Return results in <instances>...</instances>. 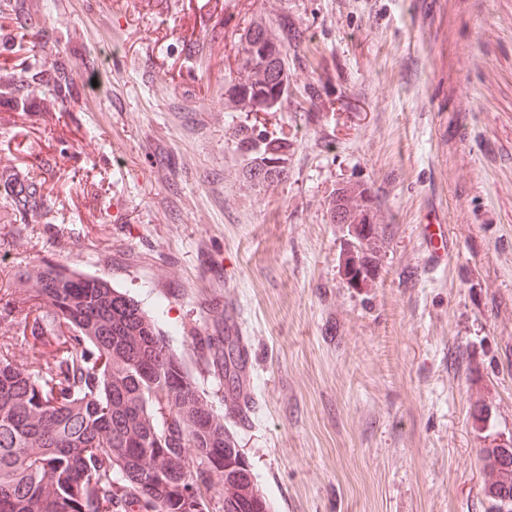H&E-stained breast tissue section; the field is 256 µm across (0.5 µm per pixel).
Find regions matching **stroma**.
Wrapping results in <instances>:
<instances>
[{
    "label": "stroma",
    "instance_id": "stroma-1",
    "mask_svg": "<svg viewBox=\"0 0 512 512\" xmlns=\"http://www.w3.org/2000/svg\"><path fill=\"white\" fill-rule=\"evenodd\" d=\"M287 20L290 92L234 112L243 30ZM0 53L30 84L63 58L70 112L0 111V168L44 177L43 214L0 196V343L14 270L105 277L151 315L217 413L206 338L241 336L252 424L228 426L271 512H485L480 448L512 438V0H23ZM288 143L256 183L226 134ZM394 233L369 286L339 265L337 188ZM446 228L433 267L421 218ZM484 410L486 422L475 421Z\"/></svg>",
    "mask_w": 512,
    "mask_h": 512
}]
</instances>
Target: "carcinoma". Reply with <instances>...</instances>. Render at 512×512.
<instances>
[{"label": "carcinoma", "instance_id": "carcinoma-1", "mask_svg": "<svg viewBox=\"0 0 512 512\" xmlns=\"http://www.w3.org/2000/svg\"><path fill=\"white\" fill-rule=\"evenodd\" d=\"M230 107L270 112L288 97V36L256 22L241 35ZM38 84L68 112L78 90L58 63ZM0 98L30 109L10 77ZM250 154L247 175H285L288 143L254 127L230 133ZM42 180L24 171L0 174L12 209L25 216L42 201ZM369 187H345L330 216L361 226L356 254L370 263L391 233L374 220ZM11 302L32 317L43 351L24 366L0 348V512H203L209 489L225 481L252 484L245 499L225 491L220 512H269L226 417L209 408L184 359L127 293L72 267L44 262L14 273ZM489 512H501L494 490L512 493V455L491 440L479 450Z\"/></svg>", "mask_w": 512, "mask_h": 512}]
</instances>
